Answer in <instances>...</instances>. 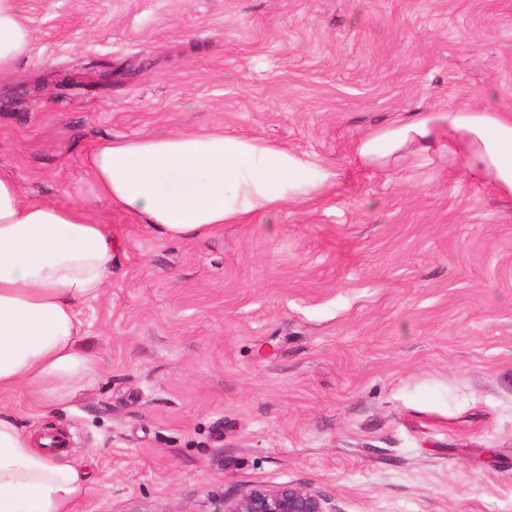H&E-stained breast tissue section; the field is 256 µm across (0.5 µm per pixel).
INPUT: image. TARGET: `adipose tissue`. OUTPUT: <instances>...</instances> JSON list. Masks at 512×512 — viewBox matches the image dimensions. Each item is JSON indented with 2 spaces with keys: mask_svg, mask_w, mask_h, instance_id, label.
Returning <instances> with one entry per match:
<instances>
[{
  "mask_svg": "<svg viewBox=\"0 0 512 512\" xmlns=\"http://www.w3.org/2000/svg\"><path fill=\"white\" fill-rule=\"evenodd\" d=\"M32 32L21 0H0V74L15 73ZM359 159L399 171L462 157L471 180L512 197V112L488 104L416 109L355 140ZM86 166L98 198L169 239L271 216L323 193L334 174L294 152L221 131L95 143ZM110 227L85 205L24 197L0 170V512H77L88 472L22 426L13 402L67 409L103 360L85 350L82 307L112 273Z\"/></svg>",
  "mask_w": 512,
  "mask_h": 512,
  "instance_id": "adipose-tissue-1",
  "label": "adipose tissue"
}]
</instances>
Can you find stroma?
Masks as SVG:
<instances>
[{
  "label": "stroma",
  "mask_w": 512,
  "mask_h": 512,
  "mask_svg": "<svg viewBox=\"0 0 512 512\" xmlns=\"http://www.w3.org/2000/svg\"><path fill=\"white\" fill-rule=\"evenodd\" d=\"M0 168L109 224L63 430L81 512H217L305 485L337 512H512V198L353 139L416 108L512 109V0H22ZM69 74L58 83L57 73ZM215 131L335 172L270 217L171 240L96 196L94 142Z\"/></svg>",
  "instance_id": "1"
}]
</instances>
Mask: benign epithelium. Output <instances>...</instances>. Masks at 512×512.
<instances>
[{
    "mask_svg": "<svg viewBox=\"0 0 512 512\" xmlns=\"http://www.w3.org/2000/svg\"><path fill=\"white\" fill-rule=\"evenodd\" d=\"M224 512H335L330 502L301 484L258 486L224 500Z\"/></svg>",
    "mask_w": 512,
    "mask_h": 512,
    "instance_id": "benign-epithelium-1",
    "label": "benign epithelium"
}]
</instances>
